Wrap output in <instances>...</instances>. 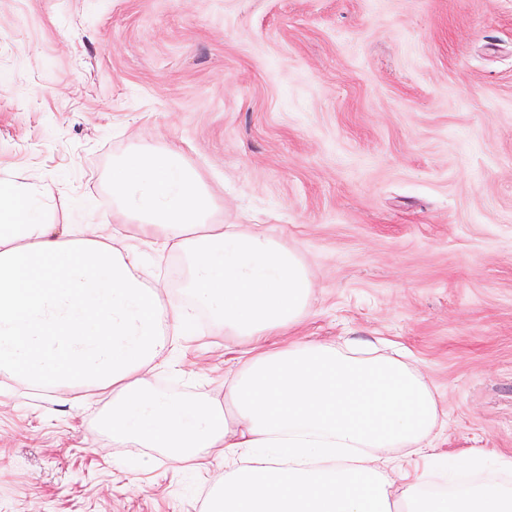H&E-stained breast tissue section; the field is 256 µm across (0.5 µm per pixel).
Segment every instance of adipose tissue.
<instances>
[{
    "mask_svg": "<svg viewBox=\"0 0 512 512\" xmlns=\"http://www.w3.org/2000/svg\"><path fill=\"white\" fill-rule=\"evenodd\" d=\"M112 211L185 266L182 296L160 306L140 245L100 224H54L43 181L0 180V371L112 397L116 448H161L176 465L224 451L208 512H512V458L471 451L477 473L428 489L443 425L438 394L410 361L354 339L270 344L305 322L309 263L256 224H228L177 145L113 160ZM207 314L239 348L224 403L155 393L171 337Z\"/></svg>",
    "mask_w": 512,
    "mask_h": 512,
    "instance_id": "1",
    "label": "adipose tissue"
}]
</instances>
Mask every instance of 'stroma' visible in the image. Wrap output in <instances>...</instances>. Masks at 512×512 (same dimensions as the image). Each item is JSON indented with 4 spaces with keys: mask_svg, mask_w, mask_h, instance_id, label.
I'll use <instances>...</instances> for the list:
<instances>
[{
    "mask_svg": "<svg viewBox=\"0 0 512 512\" xmlns=\"http://www.w3.org/2000/svg\"><path fill=\"white\" fill-rule=\"evenodd\" d=\"M0 178L112 214L114 157L177 144L310 263L306 337L387 340L441 395L436 454L512 458V0H0ZM150 374L223 401L229 337ZM111 398L0 373V512H204L224 459L107 448Z\"/></svg>",
    "mask_w": 512,
    "mask_h": 512,
    "instance_id": "stroma-1",
    "label": "stroma"
}]
</instances>
